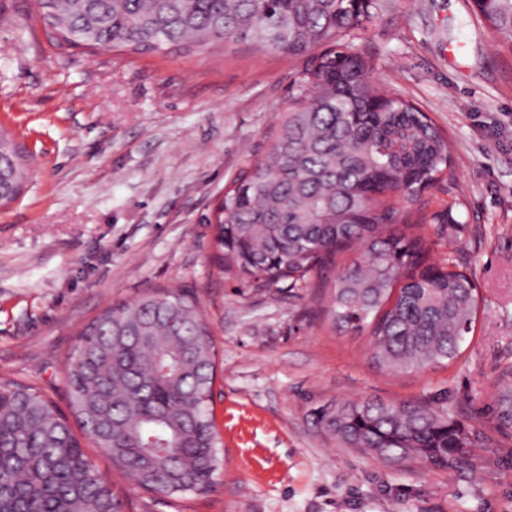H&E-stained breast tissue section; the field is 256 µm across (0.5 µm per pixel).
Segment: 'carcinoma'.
<instances>
[{
    "instance_id": "obj_1",
    "label": "carcinoma",
    "mask_w": 512,
    "mask_h": 512,
    "mask_svg": "<svg viewBox=\"0 0 512 512\" xmlns=\"http://www.w3.org/2000/svg\"><path fill=\"white\" fill-rule=\"evenodd\" d=\"M381 0H38L57 43L192 54L220 43L306 57L266 157L224 191L214 215L215 259L256 288H295L358 245L362 260L336 272L327 314L340 330L370 328L369 359L407 373L462 354L476 324L471 279L428 262L424 220L394 198L416 199L453 169L445 131L375 77L374 60L341 41L367 29ZM473 12L512 54V0H472ZM28 179L0 130V206ZM77 436L32 385L0 380V512H123L89 461L101 448L135 487L157 496L205 494L220 446L211 402L215 348L193 292L147 291L100 314L65 363ZM512 428V389L497 400ZM315 424L344 445L390 463L419 449L446 467L477 442L427 405L336 402Z\"/></svg>"
}]
</instances>
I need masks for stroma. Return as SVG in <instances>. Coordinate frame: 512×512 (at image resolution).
Segmentation results:
<instances>
[{"label": "stroma", "mask_w": 512, "mask_h": 512, "mask_svg": "<svg viewBox=\"0 0 512 512\" xmlns=\"http://www.w3.org/2000/svg\"><path fill=\"white\" fill-rule=\"evenodd\" d=\"M36 0H0V125L30 158L0 208V375L68 409L64 362L100 313L150 289L190 288L218 352L222 446L205 496L132 487L93 443L124 512H512V56L471 0H385L360 45L375 75L445 128L455 165L414 206L429 259L466 272L476 327L454 363L404 374L368 359L369 335L335 330L329 288L265 290L221 273L209 219L226 184L269 148L304 61L250 44L192 55L61 46ZM376 399L428 405L479 435L446 468L391 465L317 427L315 409Z\"/></svg>", "instance_id": "1"}]
</instances>
